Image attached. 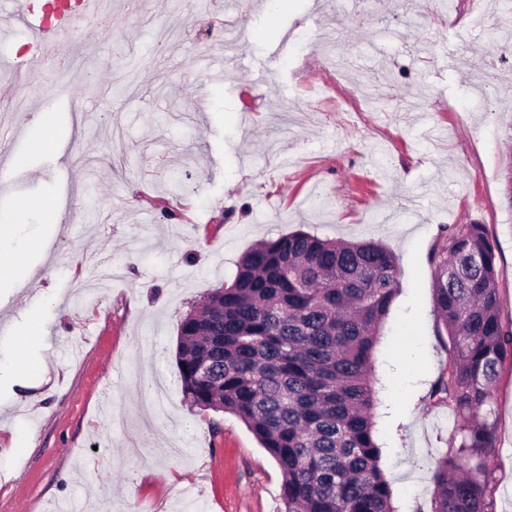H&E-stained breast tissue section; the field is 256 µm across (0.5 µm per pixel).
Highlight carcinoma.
<instances>
[{
    "label": "carcinoma",
    "mask_w": 512,
    "mask_h": 512,
    "mask_svg": "<svg viewBox=\"0 0 512 512\" xmlns=\"http://www.w3.org/2000/svg\"><path fill=\"white\" fill-rule=\"evenodd\" d=\"M496 267L481 224L454 225L433 256L449 358L430 397L459 424L434 464L431 512H494L487 459L497 382L512 362ZM398 292L384 246L299 231L247 251L232 282L181 318L186 402L244 422L281 471L284 512H396L379 466L372 356Z\"/></svg>",
    "instance_id": "obj_1"
}]
</instances>
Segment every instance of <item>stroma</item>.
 <instances>
[{
	"label": "stroma",
	"instance_id": "stroma-1",
	"mask_svg": "<svg viewBox=\"0 0 512 512\" xmlns=\"http://www.w3.org/2000/svg\"><path fill=\"white\" fill-rule=\"evenodd\" d=\"M491 2L476 28L472 0H103L118 31L90 21L65 62L29 56L24 30L0 38V213L21 260L0 285V364L29 367L0 384V512H283L247 426L184 400L176 349L244 252L297 231L398 259L374 353L380 467L398 512H431L457 426L430 398L448 367L432 254L450 225L486 227L512 317V102L488 116L473 90L512 30V0ZM35 112L53 152L28 148ZM496 397L495 510L512 512V370Z\"/></svg>",
	"mask_w": 512,
	"mask_h": 512
}]
</instances>
